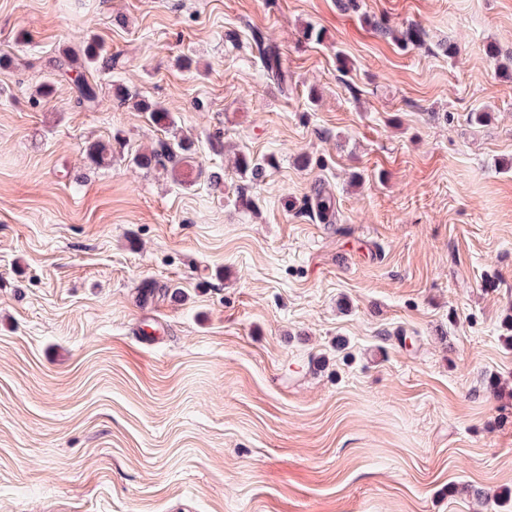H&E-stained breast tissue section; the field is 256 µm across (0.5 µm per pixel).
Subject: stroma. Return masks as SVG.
<instances>
[{"mask_svg": "<svg viewBox=\"0 0 512 512\" xmlns=\"http://www.w3.org/2000/svg\"><path fill=\"white\" fill-rule=\"evenodd\" d=\"M360 5L0 0V512H512V0ZM92 41L90 109L56 64ZM119 85L195 183L134 166ZM375 27L376 30L380 31L384 36L390 35L391 38L400 40L403 47H408L409 45H421L425 42L426 32L418 25H409L403 32H401L400 38L390 27L382 23L375 22ZM264 71L271 81L281 88L288 86V71L282 66L279 49L268 45L260 50ZM135 104L142 112L148 113L150 122L156 128L169 136L158 140L148 153L136 154L132 163L148 172L170 177L174 182L191 184L192 176L195 174L198 177L200 174L196 173L190 160L193 142L182 135L177 136L176 120L166 107L146 100L136 101ZM309 209L315 213L322 224H335L338 221L339 211L336 198L320 185L314 188Z\"/></svg>", "mask_w": 512, "mask_h": 512, "instance_id": "stroma-1", "label": "stroma"}]
</instances>
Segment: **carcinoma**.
I'll return each instance as SVG.
<instances>
[{
	"label": "carcinoma",
	"instance_id": "carcinoma-1",
	"mask_svg": "<svg viewBox=\"0 0 512 512\" xmlns=\"http://www.w3.org/2000/svg\"><path fill=\"white\" fill-rule=\"evenodd\" d=\"M375 27L385 36L389 35L394 39L400 38V43L404 47L421 45L425 42L426 32L414 24L408 26L399 36L390 27L382 23H375ZM260 55L268 79L282 88L288 87V71L282 66L279 49L268 45L260 50ZM83 56L84 64L89 67L98 66L100 60L103 59L99 48L92 43L86 44ZM76 63H78V59L68 55L66 61L58 63L57 68L65 73L69 71L77 73L75 88L78 103L92 108L99 103L98 85L85 79L84 71L75 67ZM105 64H107V69L110 70L118 65V61L115 58H109L105 60ZM136 106L141 111L148 113L150 122L160 131L167 133L168 137L158 140L156 146L149 152L135 155L132 158V163L149 172L165 175L175 182L181 184L192 183V176L196 174L195 168L191 164L193 142L177 135V123L172 112L158 103L146 100L137 101ZM86 156L90 163L95 166L107 167L112 165V148L108 144L90 143L86 148ZM237 167L242 175H247L253 180L261 177L265 170V164L246 155L237 159ZM309 209L315 213L322 224H335L338 221L339 211L336 198L320 185L314 188Z\"/></svg>",
	"mask_w": 512,
	"mask_h": 512
}]
</instances>
